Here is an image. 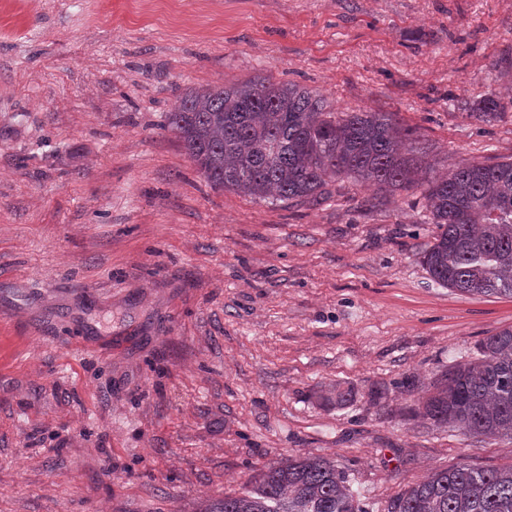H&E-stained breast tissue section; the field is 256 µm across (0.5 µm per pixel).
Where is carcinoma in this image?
<instances>
[{
  "label": "carcinoma",
  "mask_w": 512,
  "mask_h": 512,
  "mask_svg": "<svg viewBox=\"0 0 512 512\" xmlns=\"http://www.w3.org/2000/svg\"><path fill=\"white\" fill-rule=\"evenodd\" d=\"M487 120L501 111L488 95L475 106ZM197 172L214 189L254 199L314 201L344 176L387 193L419 188L440 234L422 263L431 278L470 295L512 296V158L468 162L429 175L415 131L392 112H332L296 83L250 80L188 90L166 115ZM354 388L320 395L354 401ZM414 415L480 438L512 439V329L478 346V357L443 375ZM209 512H365L346 474L324 457L285 458L226 495ZM387 512H512V465L461 463L435 471L390 500Z\"/></svg>",
  "instance_id": "obj_1"
}]
</instances>
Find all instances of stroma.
I'll use <instances>...</instances> for the list:
<instances>
[{"label":"stroma","mask_w":512,"mask_h":512,"mask_svg":"<svg viewBox=\"0 0 512 512\" xmlns=\"http://www.w3.org/2000/svg\"><path fill=\"white\" fill-rule=\"evenodd\" d=\"M257 78L394 113L441 174L512 156V0H0V512H205L288 456L384 512L512 465L412 414L512 328L511 297L431 279L419 192L217 191L164 129L186 90Z\"/></svg>","instance_id":"35a3bbf8"}]
</instances>
